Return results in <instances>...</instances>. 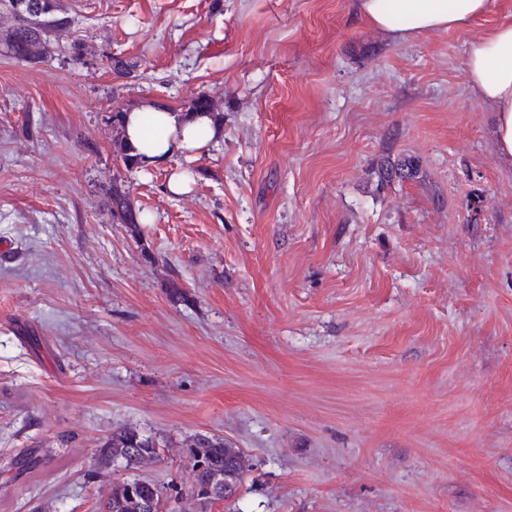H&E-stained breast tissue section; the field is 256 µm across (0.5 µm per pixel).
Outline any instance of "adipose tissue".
<instances>
[{"label":"adipose tissue","instance_id":"adipose-tissue-1","mask_svg":"<svg viewBox=\"0 0 512 512\" xmlns=\"http://www.w3.org/2000/svg\"><path fill=\"white\" fill-rule=\"evenodd\" d=\"M489 0H356L367 24L404 40L441 30L462 29L482 17ZM472 91L494 114L499 154L512 161V21L473 40L466 53ZM125 139L142 163L167 166L178 157L204 151L222 135L221 124L206 112L183 114L152 106L122 117Z\"/></svg>","mask_w":512,"mask_h":512}]
</instances>
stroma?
<instances>
[{
  "label": "stroma",
  "instance_id": "stroma-1",
  "mask_svg": "<svg viewBox=\"0 0 512 512\" xmlns=\"http://www.w3.org/2000/svg\"><path fill=\"white\" fill-rule=\"evenodd\" d=\"M61 2L81 62L0 54V512L134 479L204 512L199 433L248 461L205 512H512V163L465 72L512 0L407 41L354 0ZM201 93L189 194L116 161V108ZM124 427L159 460L98 474ZM109 208L113 220L119 224H136L149 223L150 217L143 210L135 209L131 203L127 192L120 191L118 188L112 190V196L109 199Z\"/></svg>",
  "mask_w": 512,
  "mask_h": 512
}]
</instances>
